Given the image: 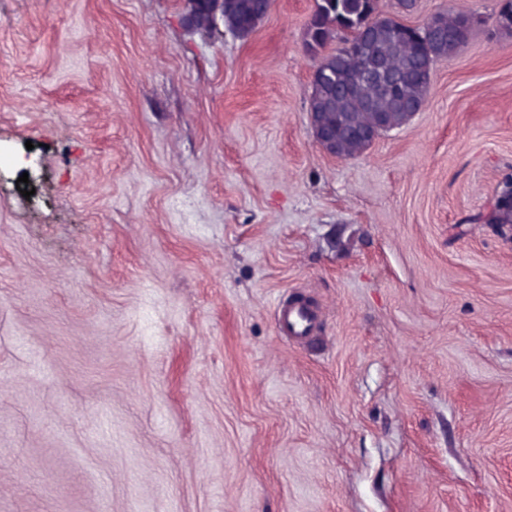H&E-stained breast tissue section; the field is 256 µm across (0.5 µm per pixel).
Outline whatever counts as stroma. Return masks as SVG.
I'll return each mask as SVG.
<instances>
[{
  "label": "stroma",
  "instance_id": "obj_1",
  "mask_svg": "<svg viewBox=\"0 0 512 512\" xmlns=\"http://www.w3.org/2000/svg\"><path fill=\"white\" fill-rule=\"evenodd\" d=\"M312 8L242 38L0 0V512H512L498 0H417L483 23L349 160L305 110ZM275 317L279 331L296 340L309 342L319 325L318 311L304 301L279 304Z\"/></svg>",
  "mask_w": 512,
  "mask_h": 512
}]
</instances>
